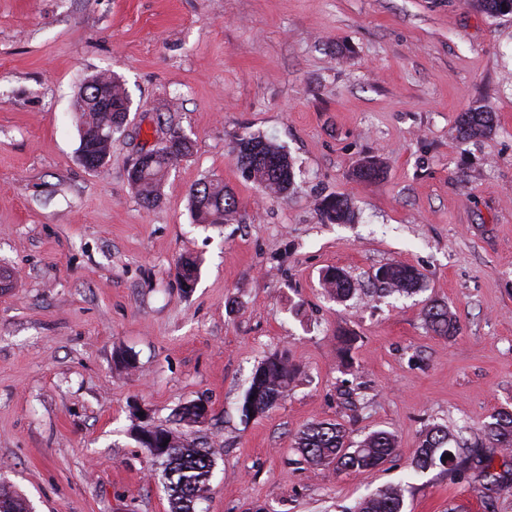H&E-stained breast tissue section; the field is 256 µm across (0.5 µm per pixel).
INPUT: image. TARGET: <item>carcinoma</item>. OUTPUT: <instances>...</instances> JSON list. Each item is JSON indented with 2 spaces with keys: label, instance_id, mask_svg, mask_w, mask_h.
I'll use <instances>...</instances> for the list:
<instances>
[{
  "label": "carcinoma",
  "instance_id": "obj_1",
  "mask_svg": "<svg viewBox=\"0 0 512 512\" xmlns=\"http://www.w3.org/2000/svg\"><path fill=\"white\" fill-rule=\"evenodd\" d=\"M481 11L490 17L504 13L502 5L512 6V0H476ZM110 75L98 73L87 77L77 94L79 129L85 130L86 141L80 143V151L91 158L106 155L107 144L96 139L95 131L102 124L112 123V132L125 130L127 113L124 102L129 100L124 83L112 80V111L94 109L92 101L96 81H106ZM495 115L474 110L458 116L457 133L462 141L476 140L491 134L495 126ZM192 144L187 138L179 143L175 153L164 150L147 162H134L127 172L131 189L147 207L156 205L161 198V188L171 166L172 156L186 157ZM234 160L243 177L257 184L264 192L276 197H285L294 185L293 164L285 149L262 136L238 139L234 149ZM383 175V164L378 157H369L366 164L358 167L354 177L371 182ZM190 209L198 224H227L236 219L238 200L234 192L223 182L203 179L189 192ZM322 219L336 224H345L351 219V202L345 196H329L320 204ZM196 261L185 258L179 263L181 286L192 288L197 280ZM386 278L381 282L388 294H409L421 289L422 274L412 266L390 264ZM322 288L333 299L344 301L354 288L351 280L339 268L326 270ZM424 318L431 329L448 336L459 329L458 321L447 304L430 300L424 307ZM296 369L288 358L271 354L252 372L244 393L240 411L250 419L249 407L254 405L264 414L273 409L288 395ZM168 445L160 457L164 465V477L168 491L169 512H196L199 501L205 499L210 489V479L215 464L216 451L211 442L203 437L190 438L181 430L164 427ZM485 445L498 448L503 455L512 453V411L504 410L493 416V421L484 429ZM458 442L455 431L446 425H434L422 436L413 458L416 472L431 469L448 470L455 455L450 444ZM296 445L303 461L314 467H324L335 472L372 473L380 469L397 452V440L386 430L375 431L362 441L353 443L346 428L337 422L318 421L306 426L297 436ZM475 478L503 495L512 493V471H494L493 457L477 460ZM406 488L390 484L359 500L351 512H403ZM0 512H31L29 505L10 487L0 485Z\"/></svg>",
  "mask_w": 512,
  "mask_h": 512
}]
</instances>
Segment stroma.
<instances>
[{
	"instance_id": "stroma-1",
	"label": "stroma",
	"mask_w": 512,
	"mask_h": 512,
	"mask_svg": "<svg viewBox=\"0 0 512 512\" xmlns=\"http://www.w3.org/2000/svg\"><path fill=\"white\" fill-rule=\"evenodd\" d=\"M97 72L131 107L90 171L75 108ZM475 108L495 129L459 140ZM171 129L194 151L147 208L127 170ZM245 134L288 152V198L242 177ZM370 156L383 177L352 180ZM203 178L233 189L236 221L194 223ZM333 195L351 199L349 223L322 221ZM182 256L199 263L190 292ZM392 263L418 269L421 291H381L375 272ZM0 265L13 273L0 484L34 512H168L135 429L198 399L210 416L192 434L216 448L198 512H351L397 482L404 512H512L469 468H412L428 425L473 446L512 411V14L470 0H0ZM334 267L356 289L344 303L321 287ZM431 298L456 314V336L427 327ZM274 352L299 367L292 389L243 420L251 372ZM329 420L355 441L394 432L398 453L370 476L310 467L295 438Z\"/></svg>"
}]
</instances>
